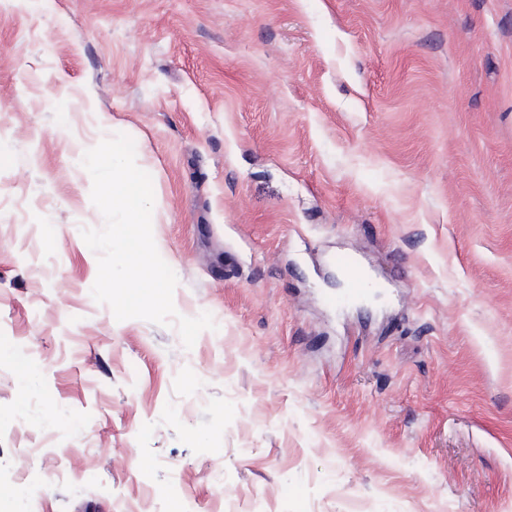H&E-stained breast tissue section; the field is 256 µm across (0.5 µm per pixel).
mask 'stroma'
Masks as SVG:
<instances>
[{
    "label": "stroma",
    "instance_id": "1",
    "mask_svg": "<svg viewBox=\"0 0 512 512\" xmlns=\"http://www.w3.org/2000/svg\"><path fill=\"white\" fill-rule=\"evenodd\" d=\"M119 133L189 349L91 295ZM188 505L512 512V0H0V512Z\"/></svg>",
    "mask_w": 512,
    "mask_h": 512
}]
</instances>
